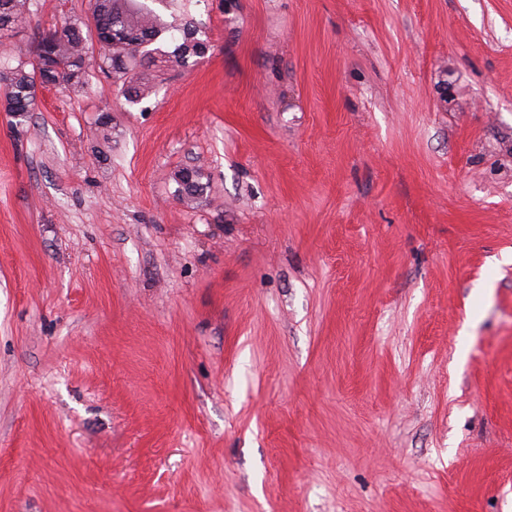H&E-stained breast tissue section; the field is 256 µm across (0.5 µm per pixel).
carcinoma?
<instances>
[{
  "mask_svg": "<svg viewBox=\"0 0 512 512\" xmlns=\"http://www.w3.org/2000/svg\"><path fill=\"white\" fill-rule=\"evenodd\" d=\"M31 0H0V35L24 29L31 24ZM175 30L181 40L166 52L152 47L162 33ZM106 32L110 43L103 45L99 59L89 54L92 34ZM198 31L186 13L167 22L142 0H92L91 15L68 18L60 25L42 32L35 51L17 57V65L0 62V89L9 101V112L23 117L35 111L37 89L60 85L78 92L87 83L88 70L97 66L112 76L118 92L129 104L136 105L149 94L144 74L137 69L144 65L170 63L188 68L208 51L207 42L197 37ZM48 44L52 57L50 67L36 69L38 50ZM202 173L194 168L177 175L179 196L193 201L204 195L206 186Z\"/></svg>",
  "mask_w": 512,
  "mask_h": 512,
  "instance_id": "carcinoma-1",
  "label": "carcinoma"
}]
</instances>
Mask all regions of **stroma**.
I'll use <instances>...</instances> for the list:
<instances>
[{
  "label": "stroma",
  "mask_w": 512,
  "mask_h": 512,
  "mask_svg": "<svg viewBox=\"0 0 512 512\" xmlns=\"http://www.w3.org/2000/svg\"><path fill=\"white\" fill-rule=\"evenodd\" d=\"M184 9L0 111V512H512V0ZM192 171L183 169L177 175L179 184V196L183 200L193 201L203 197L206 186L201 182L202 173L199 169L192 168Z\"/></svg>",
  "instance_id": "35a3bbf8"
}]
</instances>
